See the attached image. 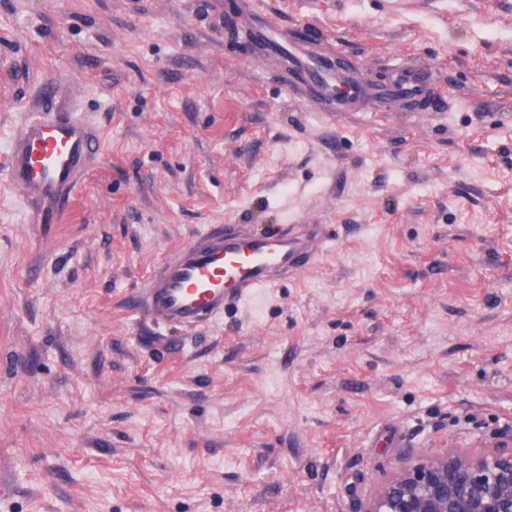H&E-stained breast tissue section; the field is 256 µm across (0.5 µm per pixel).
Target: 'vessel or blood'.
<instances>
[{
    "instance_id": "vessel-or-blood-1",
    "label": "vessel or blood",
    "mask_w": 512,
    "mask_h": 512,
    "mask_svg": "<svg viewBox=\"0 0 512 512\" xmlns=\"http://www.w3.org/2000/svg\"><path fill=\"white\" fill-rule=\"evenodd\" d=\"M294 57L308 76L303 94L309 101H320L335 89L349 98L360 94L348 66L326 68L301 45ZM425 90L424 75L406 70L393 84L374 88L373 94L401 100ZM100 153V136L76 113L46 108L31 113L11 138L0 173L26 200L58 206L73 196ZM332 241L324 224H285L272 235L245 224H214L195 233L152 271L131 307L168 330H196L296 276Z\"/></svg>"
}]
</instances>
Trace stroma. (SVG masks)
Segmentation results:
<instances>
[{"label": "stroma", "mask_w": 512, "mask_h": 512, "mask_svg": "<svg viewBox=\"0 0 512 512\" xmlns=\"http://www.w3.org/2000/svg\"><path fill=\"white\" fill-rule=\"evenodd\" d=\"M270 17L434 89L307 101ZM49 99L102 153L54 213L0 174V512H361L512 433V0H0V147ZM210 224L334 241L200 330L130 316Z\"/></svg>", "instance_id": "35a3bbf8"}]
</instances>
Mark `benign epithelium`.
Instances as JSON below:
<instances>
[{"label":"benign epithelium","instance_id":"obj_1","mask_svg":"<svg viewBox=\"0 0 512 512\" xmlns=\"http://www.w3.org/2000/svg\"><path fill=\"white\" fill-rule=\"evenodd\" d=\"M362 512H512V448H450L408 464Z\"/></svg>","mask_w":512,"mask_h":512}]
</instances>
